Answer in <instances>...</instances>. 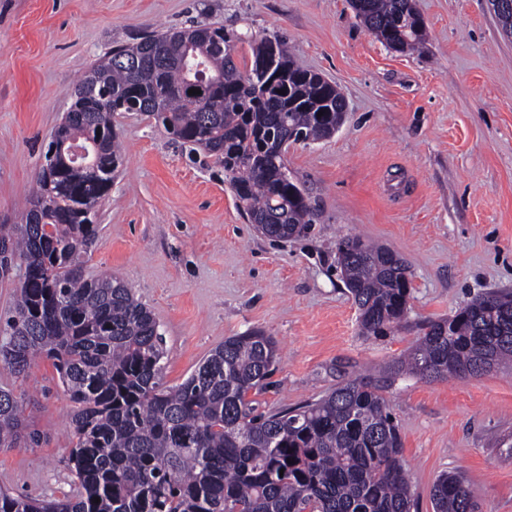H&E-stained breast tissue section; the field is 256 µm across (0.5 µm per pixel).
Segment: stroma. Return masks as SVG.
I'll use <instances>...</instances> for the list:
<instances>
[{
	"label": "stroma",
	"instance_id": "stroma-1",
	"mask_svg": "<svg viewBox=\"0 0 512 512\" xmlns=\"http://www.w3.org/2000/svg\"><path fill=\"white\" fill-rule=\"evenodd\" d=\"M417 50L385 47L351 0H0V219L25 203L77 80L112 46L194 22L278 37L297 63L336 84L347 118L331 138L293 144L291 177L321 219L277 242L250 224L204 152L190 153L137 112L114 118L124 163L100 203L86 274L122 279L160 324L164 380L182 383L224 340L272 336L279 358L257 396L262 412L294 408L414 346L419 324L481 294L512 289V37L490 0H415ZM359 235L411 273L410 312L388 336H362L336 264ZM46 432L37 448L0 450V489L40 499L73 491L66 463L73 404L50 360L26 376L0 364ZM399 423L412 512L460 474L483 512H512V363L477 378L400 375L385 391Z\"/></svg>",
	"mask_w": 512,
	"mask_h": 512
}]
</instances>
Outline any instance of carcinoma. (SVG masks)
I'll list each match as a JSON object with an SVG mask.
<instances>
[{
  "mask_svg": "<svg viewBox=\"0 0 512 512\" xmlns=\"http://www.w3.org/2000/svg\"><path fill=\"white\" fill-rule=\"evenodd\" d=\"M352 3L387 47L414 50L422 42L413 0ZM239 42L252 44L256 60L276 57V84L253 67L238 69ZM131 56L138 65L126 64ZM191 80L201 93H188ZM84 84L97 89L74 95L52 142L96 143L98 168L45 157L26 223L0 224V279L24 270L13 307L0 315V363L22 376L38 357L53 361L75 404L76 489L58 501L0 490V512H410L399 425L383 382L357 377L315 402L258 413L249 393L265 387L279 348L254 330L224 340L169 387L154 313L120 279L85 276L97 233L85 212L108 194L106 170L124 162L114 114L140 112L174 142L215 156L257 230L288 240L307 233L318 213L288 177L286 145L332 136L346 112L341 90L298 66L279 38L255 41L203 21L112 47L77 82ZM337 263L362 334L400 328L411 298L405 261L347 236ZM509 359L512 291L501 290L424 322L415 348L388 373L466 379ZM45 439L21 398L1 387L0 448ZM431 504L433 512H482L469 485L450 473L434 482Z\"/></svg>",
  "mask_w": 512,
  "mask_h": 512,
  "instance_id": "carcinoma-1",
  "label": "carcinoma"
}]
</instances>
